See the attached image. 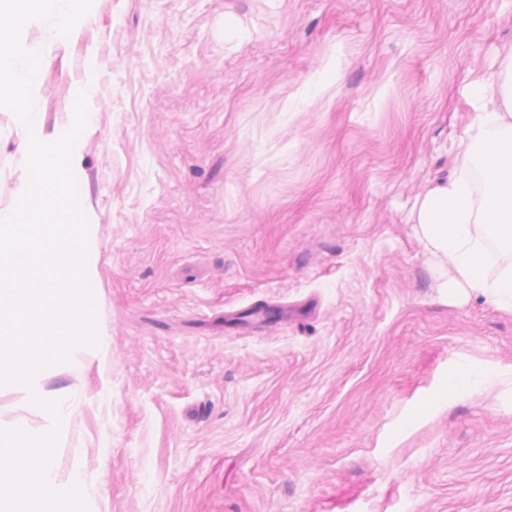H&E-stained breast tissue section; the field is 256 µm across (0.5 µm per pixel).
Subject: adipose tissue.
Instances as JSON below:
<instances>
[{
	"mask_svg": "<svg viewBox=\"0 0 512 512\" xmlns=\"http://www.w3.org/2000/svg\"><path fill=\"white\" fill-rule=\"evenodd\" d=\"M506 74L483 79L476 94L482 111L457 145L464 165L484 174L481 194L459 174L430 189L414 207L419 233L441 269L448 290L464 288L512 311V267L486 273V242L496 238L512 249V53Z\"/></svg>",
	"mask_w": 512,
	"mask_h": 512,
	"instance_id": "ef3b65f1",
	"label": "adipose tissue"
}]
</instances>
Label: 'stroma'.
<instances>
[{"instance_id": "obj_1", "label": "stroma", "mask_w": 512, "mask_h": 512, "mask_svg": "<svg viewBox=\"0 0 512 512\" xmlns=\"http://www.w3.org/2000/svg\"><path fill=\"white\" fill-rule=\"evenodd\" d=\"M511 49L512 0H93L35 114L61 135L92 83L97 343L40 384L93 512H512V313L441 288L410 216ZM21 138L0 107V209ZM462 365L502 377L437 403ZM301 314L299 309H288V305L274 304L254 310L250 319L245 322L238 320L237 313L224 317V328L235 329L243 325L265 326L274 321L277 324H288V318Z\"/></svg>"}]
</instances>
